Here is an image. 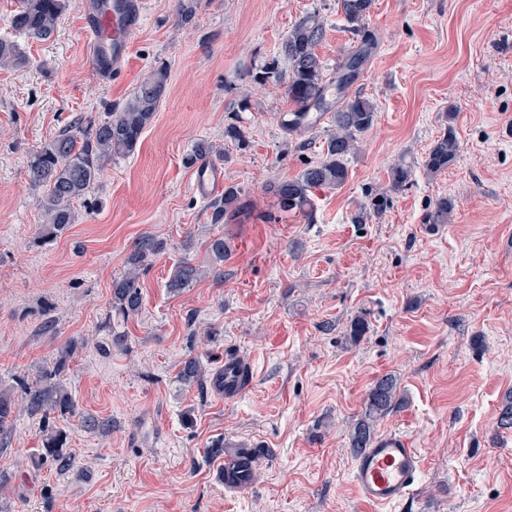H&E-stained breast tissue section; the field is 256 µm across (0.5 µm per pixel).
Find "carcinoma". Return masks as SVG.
Here are the masks:
<instances>
[{"instance_id":"obj_1","label":"carcinoma","mask_w":512,"mask_h":512,"mask_svg":"<svg viewBox=\"0 0 512 512\" xmlns=\"http://www.w3.org/2000/svg\"><path fill=\"white\" fill-rule=\"evenodd\" d=\"M69 3L70 0H18L11 19L12 28L31 37L45 39L54 32ZM372 5L373 0H337L345 28L361 37V45L339 60L332 72H326L316 53L323 37V24L315 16H306L292 26L281 43V51L288 59V73H281L273 62L253 73V78L261 84L274 81L283 86L291 105V118L283 120V125L289 130L314 127L317 118L310 116L312 112L320 116L331 113L334 124L324 160L292 178L269 184L268 192L274 196L282 214H298L312 219V190L335 189L346 181L347 160L354 154L358 136L373 126L375 105L359 95L347 96L362 58L368 56L374 45V38L366 28ZM19 58L20 51L14 42L0 39V67L13 65ZM168 78L166 67L159 65L153 68L121 111L110 112L98 121L86 116L77 117L30 154L27 164L29 179L33 185L46 188L39 238L48 240L61 236L75 221L73 202L88 200L105 162L114 156H126L135 151L143 131L153 122L165 97ZM447 120L448 126L434 141L425 160L426 170L432 174L453 166L459 155L455 113H448ZM412 173V167L406 163L394 165L390 170L392 189L406 187L412 180ZM238 199L236 188L224 189V205L214 207V223L231 220L238 212L235 207ZM387 203L385 193L374 194L368 206L360 209L357 222L363 223L372 212H382ZM452 211V201L441 198L427 214L426 223L446 224ZM165 248L166 244L154 237L139 239L128 257L127 270L112 280V311L124 318L139 312L143 304L140 276L147 261ZM198 277L199 269L184 259L176 267L169 288L175 291L187 288ZM68 357L69 352H63L53 365L41 368L34 380L23 382L18 398L14 389L0 388V441L7 438L19 408L45 422L53 417L75 414L76 404L64 383ZM179 376L187 383L202 381V370L197 360H185ZM403 402L393 378L382 377L372 385L366 397L363 417L351 433L353 454L369 446L374 422ZM38 455L59 470L73 466L74 458L67 448V435L60 429L46 428Z\"/></svg>"}]
</instances>
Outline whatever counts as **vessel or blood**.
Instances as JSON below:
<instances>
[{
    "mask_svg": "<svg viewBox=\"0 0 512 512\" xmlns=\"http://www.w3.org/2000/svg\"><path fill=\"white\" fill-rule=\"evenodd\" d=\"M142 19L138 0H86L83 37L87 55L102 80L122 73L132 51V36ZM223 187L221 169L198 165L193 191L208 198ZM253 370L238 357L228 355L212 377L214 391L225 402L236 401L250 386ZM421 471L420 456L405 434L386 432L373 437L369 448L353 460L351 479L362 512H384L408 500Z\"/></svg>",
    "mask_w": 512,
    "mask_h": 512,
    "instance_id": "vessel-or-blood-1",
    "label": "vessel or blood"
}]
</instances>
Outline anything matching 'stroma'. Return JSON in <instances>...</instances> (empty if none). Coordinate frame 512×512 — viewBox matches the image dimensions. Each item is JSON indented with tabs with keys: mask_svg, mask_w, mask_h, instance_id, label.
Returning a JSON list of instances; mask_svg holds the SVG:
<instances>
[{
	"mask_svg": "<svg viewBox=\"0 0 512 512\" xmlns=\"http://www.w3.org/2000/svg\"><path fill=\"white\" fill-rule=\"evenodd\" d=\"M16 0H0V38L17 65L0 67V386L18 387L63 350L75 414L56 418L75 456L61 471L38 460L44 424L19 413L0 447V512H360L349 434L368 391L393 376L406 403L374 426L412 438L417 490L390 512H512V0H374L375 48L353 93L376 107L348 178L314 193L312 218L280 214L267 188L321 161L329 120L281 125L280 86L252 70L276 61L299 19L325 29L317 52L335 68L356 49L336 0H145L125 70L96 77L79 0L54 33L15 31ZM165 99L134 153L112 158L62 236L37 243L45 193L28 178L31 152L75 117L120 110L158 65ZM456 115L454 166L424 160ZM236 124L244 143L226 139ZM209 143L225 186L246 212L213 223L212 199L191 189L190 156ZM413 168L394 191L397 163ZM387 209L353 221L368 192ZM448 224L429 228L440 198ZM166 244L141 278L143 305L111 308L141 236ZM224 236L228 259L206 244ZM184 259L203 278L178 292ZM364 319V336L349 326ZM126 336L111 343L113 332ZM235 353L253 368L249 390L225 404L209 381ZM197 358L204 381L179 380ZM107 418L109 433L85 424ZM269 451L254 483L224 488L209 447Z\"/></svg>",
	"mask_w": 512,
	"mask_h": 512,
	"instance_id": "obj_1",
	"label": "stroma"
}]
</instances>
